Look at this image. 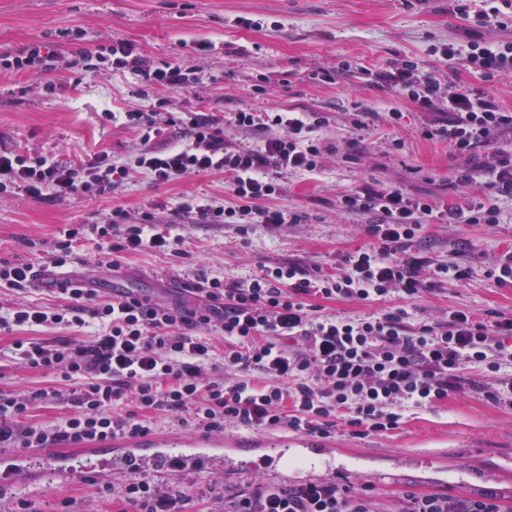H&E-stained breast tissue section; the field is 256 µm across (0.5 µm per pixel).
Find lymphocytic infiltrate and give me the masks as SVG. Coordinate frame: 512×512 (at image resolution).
<instances>
[{"label":"lymphocytic infiltrate","mask_w":512,"mask_h":512,"mask_svg":"<svg viewBox=\"0 0 512 512\" xmlns=\"http://www.w3.org/2000/svg\"><path fill=\"white\" fill-rule=\"evenodd\" d=\"M436 54L451 66L478 72L484 80L512 75V42L446 43ZM54 50L33 43L0 52L2 71H54ZM83 72L106 69L131 73L141 87L186 92L198 82L188 59L161 64L141 55L134 43L111 40L79 51L73 61ZM370 83L409 100L431 114L420 135L447 143L465 161L459 184L483 178L485 200L434 204L400 186L378 181L342 195L348 214L368 213L367 244L345 255L339 273L320 277L291 264L265 266L245 281H225L201 270L191 273L188 290L198 304L170 307L128 293L97 300L94 289L67 291L68 302L46 307L14 302L0 314V332L17 327L61 325L83 328L97 322L90 339L45 344L15 341L14 360L23 367L52 371L68 381V391L38 389L0 392V446L80 448L116 437L155 432V413L188 416L206 433L232 425L254 431L288 430L328 437L337 424L354 435L387 434L403 420L436 407L453 393L476 395L512 409V317L483 321L463 309L447 319L415 321L403 308L369 316L318 314L314 299L375 302L396 295L415 300L443 281L470 275L458 263L432 262L412 247L424 218L445 224H495L498 203L512 201V150L496 148L512 133V109L494 95L455 81L441 82L413 59L367 71ZM127 125L140 131L141 147L127 162L101 153L87 162L62 155L0 149V195L24 193L35 199L101 193L136 174L175 183L199 174L225 178V202L184 200L180 209L202 224H261L277 231L299 223V214L276 206L284 191L282 174L317 173L323 147L317 131L326 124L319 112H236L234 125L264 132L258 150H240L224 137L218 117L201 112L179 119L180 142L158 149L152 113L128 111ZM153 211L131 214L118 206L100 224L63 228L43 266L65 267L86 237L102 240L106 266L118 254L143 251L179 253L182 239L156 231ZM223 346H216V338ZM65 400L68 414L52 424L28 420L35 403ZM103 494L130 512H189L191 497L162 490L144 474ZM224 512H378L370 484L343 486L308 481L288 487L250 485L225 498ZM393 512H507L491 490L448 496L408 494Z\"/></svg>","instance_id":"f902f5d3"}]
</instances>
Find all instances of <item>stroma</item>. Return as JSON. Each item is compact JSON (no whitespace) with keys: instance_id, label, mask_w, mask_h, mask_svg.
<instances>
[{"instance_id":"1","label":"stroma","mask_w":512,"mask_h":512,"mask_svg":"<svg viewBox=\"0 0 512 512\" xmlns=\"http://www.w3.org/2000/svg\"><path fill=\"white\" fill-rule=\"evenodd\" d=\"M453 7V0H0L1 51L43 42L66 57L72 47L60 33L77 28L84 33L85 49L103 40H129L157 62L179 58L195 40L214 45L210 53L193 59L199 82L187 92L152 89L141 96L128 73H0V148L50 151L82 161L105 152L113 162H126L140 149V136L122 123L102 121L106 107L155 113L157 148L173 142L175 128L168 120L184 112L223 117L227 139L243 149L260 148L263 134L234 126L233 114L240 109L320 112L328 119L318 131L328 149L321 171L281 178L285 191L276 203L299 213L301 223L275 233L255 224L243 236L232 224H194L180 211L181 201L188 196L223 201V175L161 184L142 174L111 192L50 200L0 197V262L40 263L64 225L101 223L116 205L132 211L153 205L160 227L181 235L182 256L126 254L114 273L99 264L92 239L77 247L61 275L86 285L99 281L134 288L175 306L192 300L184 273L193 266L228 280L279 264L335 273L343 256L366 244L361 226L370 220L366 214L338 211L337 197L372 179L438 201L485 197L482 178L464 188L454 186L461 162L447 143L419 135L425 113L364 75L365 69L384 68L407 56L422 68L440 71L444 65L431 46L479 38L512 40V29L488 32ZM240 17L251 19L252 27L238 26ZM345 61L350 69H342ZM325 70L332 72V81L317 80ZM48 82L54 83V92L45 91ZM358 104L366 113L363 128L356 130L351 121ZM351 139L358 153L353 163L340 154ZM396 139L401 148L393 147ZM499 209L495 224H428L420 234L421 253L446 263L474 262L470 279L440 284L415 301L398 296L383 304L325 300L324 312L368 315L385 306L403 307L418 320L430 321L464 307L480 317L512 316V281L501 283L486 275L494 259L512 251V202L501 201ZM79 333L88 337L92 330ZM79 333L58 326L0 334V389L67 390L68 382L59 375L16 364L10 348L19 338L54 341ZM318 445L322 454H301L297 470L288 474L289 484L300 483L307 472L341 483L369 482L386 505L408 492L460 494L485 487L512 495V410L478 396H449L438 407L406 418L386 436L359 437L341 424ZM56 452L65 457V470L53 468L43 449L29 450V463L39 477L18 482L12 495L0 500V512H11L18 497L30 503L32 512L65 507L70 512H113L111 502L98 494L100 483L112 479L107 466L85 448L60 446ZM281 468V463L253 453L226 469L187 465L172 471L171 479L195 497L198 512H211L220 498L246 483L269 480Z\"/></svg>"}]
</instances>
